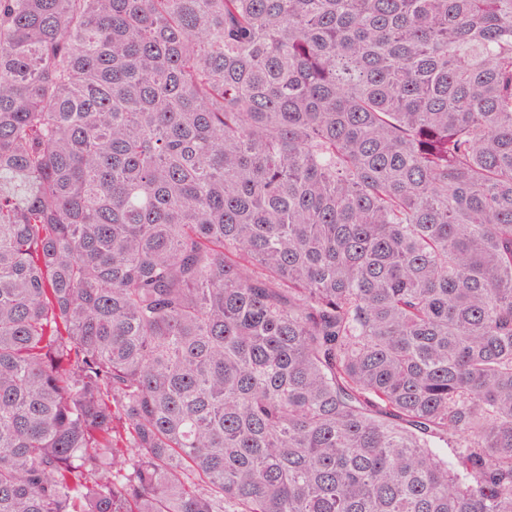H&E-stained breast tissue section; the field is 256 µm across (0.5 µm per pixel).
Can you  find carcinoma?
Instances as JSON below:
<instances>
[{"label":"carcinoma","mask_w":512,"mask_h":512,"mask_svg":"<svg viewBox=\"0 0 512 512\" xmlns=\"http://www.w3.org/2000/svg\"><path fill=\"white\" fill-rule=\"evenodd\" d=\"M0 512H512V0H0Z\"/></svg>","instance_id":"obj_1"}]
</instances>
